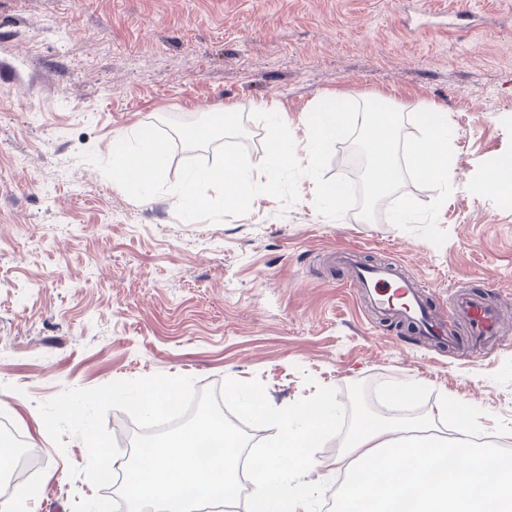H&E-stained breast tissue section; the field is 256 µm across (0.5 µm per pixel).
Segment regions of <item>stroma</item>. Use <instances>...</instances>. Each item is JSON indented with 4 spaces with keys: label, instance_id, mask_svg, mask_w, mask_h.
Listing matches in <instances>:
<instances>
[{
    "label": "stroma",
    "instance_id": "1",
    "mask_svg": "<svg viewBox=\"0 0 512 512\" xmlns=\"http://www.w3.org/2000/svg\"><path fill=\"white\" fill-rule=\"evenodd\" d=\"M0 0V417L42 459L24 479L27 512H72L95 495L87 449L59 452L37 405L67 388L154 374L188 376L196 390L259 379L271 404L316 386H417L402 416L440 395L500 446L512 429V327L476 356L374 319L331 252L357 247L434 284L485 293L512 318V195L478 190L485 167L512 157V0ZM392 99L409 118L434 105L453 130L455 180L434 246L356 211L321 217L314 183L285 207L268 194L218 224L181 221L167 194L129 197L85 151L108 157L118 133L159 125L176 143L166 178L186 158L216 159L245 144L265 158L267 102L285 111L298 156L307 112L326 96ZM235 107L240 126L186 144L195 124ZM312 384H305V377ZM328 441L305 476L328 485L337 512L344 474Z\"/></svg>",
    "mask_w": 512,
    "mask_h": 512
}]
</instances>
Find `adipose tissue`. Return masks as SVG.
I'll return each mask as SVG.
<instances>
[{
	"mask_svg": "<svg viewBox=\"0 0 512 512\" xmlns=\"http://www.w3.org/2000/svg\"><path fill=\"white\" fill-rule=\"evenodd\" d=\"M473 435L465 424L442 439L403 420L360 421L345 441L346 512H512V459Z\"/></svg>",
	"mask_w": 512,
	"mask_h": 512,
	"instance_id": "obj_1",
	"label": "adipose tissue"
}]
</instances>
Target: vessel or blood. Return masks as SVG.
Instances as JSON below:
<instances>
[{"mask_svg": "<svg viewBox=\"0 0 512 512\" xmlns=\"http://www.w3.org/2000/svg\"><path fill=\"white\" fill-rule=\"evenodd\" d=\"M343 262L348 269L346 285L356 299L396 322L411 327L418 334L441 344L458 346L457 326H464L473 347L484 348L500 335L504 326L502 311L483 294L457 292L452 309L432 304L428 282L400 275L394 264L366 265L347 254Z\"/></svg>", "mask_w": 512, "mask_h": 512, "instance_id": "vessel-or-blood-1", "label": "vessel or blood"}]
</instances>
